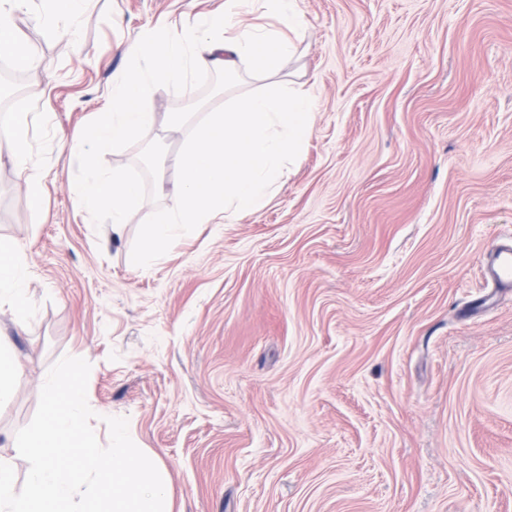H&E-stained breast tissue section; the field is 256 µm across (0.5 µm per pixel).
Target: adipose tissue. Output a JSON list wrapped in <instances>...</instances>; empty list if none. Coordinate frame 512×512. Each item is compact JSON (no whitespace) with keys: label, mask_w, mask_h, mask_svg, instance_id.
<instances>
[{"label":"adipose tissue","mask_w":512,"mask_h":512,"mask_svg":"<svg viewBox=\"0 0 512 512\" xmlns=\"http://www.w3.org/2000/svg\"><path fill=\"white\" fill-rule=\"evenodd\" d=\"M27 0H0V46L21 67L31 69L36 58L16 32L14 14ZM91 0H42L37 16L49 33L76 37ZM251 0H225L224 9L182 20L174 34L146 31L126 54L128 69L112 83V107L97 113L69 142L71 152L91 157L110 146L121 149L157 126V114L147 101L157 85L181 86L190 76L212 70L233 79L240 63L270 77L260 90L245 91L207 111L173 112L169 129L185 138L173 158L180 191L159 216L150 219L142 247L132 263L145 267L156 260L170 240L187 237L200 224H221L254 212L278 189L287 165L309 131L315 99L310 90L284 87L274 76L294 52L291 38L300 19L296 0H261L279 29L244 22ZM38 113L13 112L10 131L0 139V156L12 161L32 209L44 199V169L34 162L32 130ZM78 206L104 215L113 229L128 223L142 199V185L115 170L90 166L75 188ZM29 270L22 246L0 239V308L8 307L24 321L31 306Z\"/></svg>","instance_id":"ef3b65f1"}]
</instances>
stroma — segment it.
Returning <instances> with one entry per match:
<instances>
[{"instance_id": "1", "label": "stroma", "mask_w": 512, "mask_h": 512, "mask_svg": "<svg viewBox=\"0 0 512 512\" xmlns=\"http://www.w3.org/2000/svg\"><path fill=\"white\" fill-rule=\"evenodd\" d=\"M223 6L93 0L70 48L14 17L47 178L33 210L0 157V238L32 295L24 324L0 309L22 366L0 461L24 482L16 433L69 355L91 365L99 443L127 418L172 512H512V288L481 272L512 235V0H297L277 76L316 101L297 159L260 209L133 267L177 191L162 124L222 104L223 73L152 87L159 128L95 155L142 180L121 234L75 203L66 141L111 108L126 46Z\"/></svg>"}]
</instances>
